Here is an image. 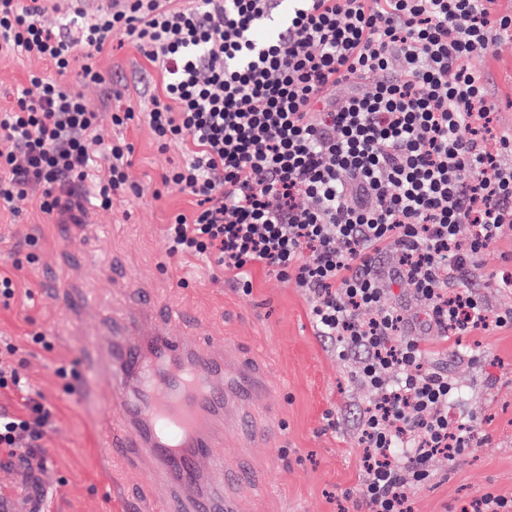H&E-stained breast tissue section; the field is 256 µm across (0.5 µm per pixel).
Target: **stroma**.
I'll return each instance as SVG.
<instances>
[{"label": "stroma", "mask_w": 512, "mask_h": 512, "mask_svg": "<svg viewBox=\"0 0 512 512\" xmlns=\"http://www.w3.org/2000/svg\"><path fill=\"white\" fill-rule=\"evenodd\" d=\"M99 64L106 83L88 89L93 105L149 107L160 75L134 45L114 48ZM476 66L486 78L494 133H512V39L494 43ZM46 69L33 58L0 57V106L29 72ZM104 133L132 143L131 176L141 196L115 201L108 213L86 207L81 226L31 205L18 217L0 207V268L19 263L21 280L18 297L0 302V359L19 365L56 414L42 440L50 459L41 470L47 512H133L169 492L155 480L150 455L131 465L103 461L99 450L100 419L124 421L112 402L113 386L123 379L112 364V325L141 294L187 309L189 325L172 324V333L221 338L270 386L269 411L258 425L274 438L226 451L251 465L253 480L238 493L240 512H345L343 493L358 484L362 466L356 418L365 389L315 334L294 283L260 271L247 294L215 260L181 264L168 257L165 226L173 213L192 210L194 200L159 189L157 177L181 162V151H159L143 121L108 125ZM477 262L450 287L470 289L491 312L511 308L512 288L500 287L499 278L512 271V240ZM38 332L49 345L32 343ZM423 339L432 366L462 391L452 403L455 416L478 418L483 439L455 461H434L430 481L412 493L413 512H459L485 492L512 494V328L465 336L451 348L433 331ZM9 343L15 353H7Z\"/></svg>", "instance_id": "1"}]
</instances>
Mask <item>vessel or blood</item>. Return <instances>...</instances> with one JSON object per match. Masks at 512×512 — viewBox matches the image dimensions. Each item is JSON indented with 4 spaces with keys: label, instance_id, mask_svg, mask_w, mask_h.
Wrapping results in <instances>:
<instances>
[{
    "label": "vessel or blood",
    "instance_id": "vessel-or-blood-1",
    "mask_svg": "<svg viewBox=\"0 0 512 512\" xmlns=\"http://www.w3.org/2000/svg\"><path fill=\"white\" fill-rule=\"evenodd\" d=\"M161 315L175 323L188 321L187 311L176 306ZM161 315L144 302L117 329L112 357L135 378L136 394L131 399L117 396L116 401L124 410V426L134 433L129 436L122 433V426L103 425L104 450L126 460L151 452L158 479L177 476L178 490L160 499L154 512H234L231 497H188L182 489L196 484L206 466L222 476L225 487L238 488L250 481L251 472L243 462L225 464L215 449L239 432L252 431L250 411L261 402L265 387L233 352L216 357L213 337L189 340L164 333L157 324ZM227 373L234 379L226 383L222 377ZM210 415L225 416L235 426L223 435L205 434L203 424Z\"/></svg>",
    "mask_w": 512,
    "mask_h": 512
}]
</instances>
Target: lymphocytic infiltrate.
Masks as SVG:
<instances>
[{
	"mask_svg": "<svg viewBox=\"0 0 512 512\" xmlns=\"http://www.w3.org/2000/svg\"><path fill=\"white\" fill-rule=\"evenodd\" d=\"M490 2L298 0L266 37L277 0H114L57 26L38 0H0V54L56 72L29 73L0 106V206L18 214L34 201L79 224L85 205L108 212L139 194L132 143L104 139L85 95L105 81L98 56L131 41L161 80L146 115L127 107L111 123L146 119L160 150L180 147L184 162L160 181L196 200L172 215L167 255L215 258L246 293L259 269L301 288L313 328L367 392L362 476L344 497L363 512H411L434 459L471 447L476 427L449 420L456 384L430 366L387 283L414 285L424 326L451 339L512 326L511 309L489 313L448 286L512 236V136H491L475 66L491 32L512 34V16H492ZM376 72L383 80L366 88ZM340 84L344 102L326 97ZM383 255L395 260L384 275ZM1 389L22 404L0 412V455L45 466L53 409L6 361Z\"/></svg>",
	"mask_w": 512,
	"mask_h": 512,
	"instance_id": "1",
	"label": "lymphocytic infiltrate"
}]
</instances>
